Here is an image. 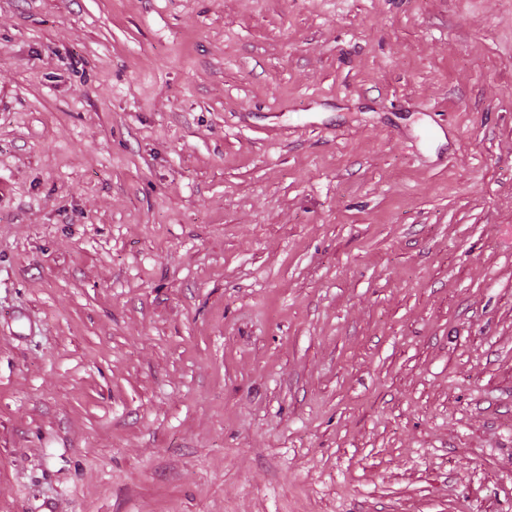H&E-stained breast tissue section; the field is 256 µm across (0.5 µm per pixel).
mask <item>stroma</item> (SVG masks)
<instances>
[{
	"label": "stroma",
	"mask_w": 512,
	"mask_h": 512,
	"mask_svg": "<svg viewBox=\"0 0 512 512\" xmlns=\"http://www.w3.org/2000/svg\"><path fill=\"white\" fill-rule=\"evenodd\" d=\"M0 512H512V0H0Z\"/></svg>",
	"instance_id": "obj_1"
}]
</instances>
